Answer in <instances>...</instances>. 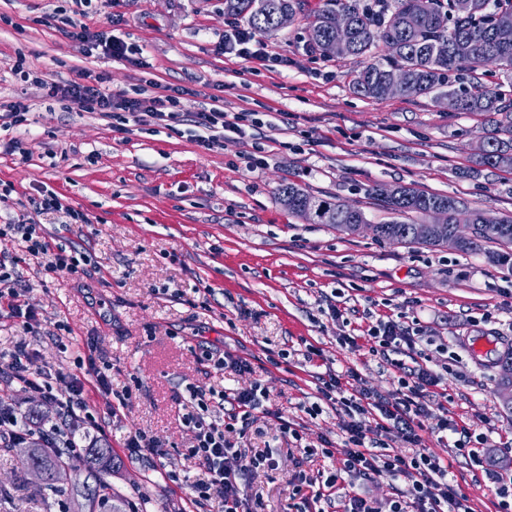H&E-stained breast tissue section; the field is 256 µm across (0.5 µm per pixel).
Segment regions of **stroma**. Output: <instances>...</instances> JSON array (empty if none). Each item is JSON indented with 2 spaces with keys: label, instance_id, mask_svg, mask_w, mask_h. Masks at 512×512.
Instances as JSON below:
<instances>
[{
  "label": "stroma",
  "instance_id": "stroma-1",
  "mask_svg": "<svg viewBox=\"0 0 512 512\" xmlns=\"http://www.w3.org/2000/svg\"><path fill=\"white\" fill-rule=\"evenodd\" d=\"M325 0H302V13L265 36L287 67L263 68L224 53L219 42L224 0H0V100L24 93L26 125L0 133L20 152H0V217L32 212L44 187L86 214L83 224L44 214L39 222L53 242L87 249V275L50 272L45 262L0 240V260L13 268L37 313L23 328L0 312V358L18 345L32 365L69 378L86 370L59 339L94 338L111 365L113 390L139 381L132 404L111 417V396L90 392L91 408L110 422L99 445L120 464L108 480L143 512H216L214 502H189L165 472L202 473L186 456L193 438L176 402L186 385L222 391L261 383L269 416L241 440L254 452L277 449L279 466L259 471L247 488L263 496L268 512H296L288 481L340 467L339 457L302 458L297 440L340 441V418L323 395L330 373L351 367L364 386L382 395L397 388L398 371L382 354L341 346L340 336L389 316L419 325L412 353L443 369L439 394L422 419L424 444L448 461L473 512H497V497L481 467L512 475V411L501 396L500 351L476 364L469 336L512 339V273L484 255L445 247L404 245L366 231L347 235L288 213L278 187L294 183L312 195L361 208L376 224L389 215L367 198L374 185L412 184L453 195L494 215L512 213V169L494 173L477 163L495 125L487 115L458 112L430 96L367 98L352 90L362 62L322 58L307 48V17ZM91 31H112L126 55H87L68 33L73 21ZM52 82L107 74L111 89L145 80L158 89H182L185 113L218 105L257 113L261 126L247 140L225 141L209 152L192 141L188 126L113 131L111 120L68 108L23 87L12 66ZM314 146H307L308 136ZM264 162L249 167L247 157ZM345 309L344 320L329 306ZM313 359H305L307 348ZM229 351L252 372L213 367L208 356ZM294 423L299 438L283 435L275 413ZM485 433L480 461L444 445L433 428L441 418ZM138 427L164 445L163 472L149 458L129 457L126 429ZM0 486L10 492L0 512H109L87 506L70 482L48 490L33 481L15 448L0 449Z\"/></svg>",
  "mask_w": 512,
  "mask_h": 512
}]
</instances>
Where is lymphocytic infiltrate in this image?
I'll return each mask as SVG.
<instances>
[{
	"mask_svg": "<svg viewBox=\"0 0 512 512\" xmlns=\"http://www.w3.org/2000/svg\"><path fill=\"white\" fill-rule=\"evenodd\" d=\"M225 53L264 66H274L281 58L272 54L267 44L256 34L229 22L220 43ZM105 75H85L83 81L58 84L33 77L32 83L45 90L47 97L66 101L79 110L97 112L110 118L115 131L125 132L129 125H179L184 120L179 112V100L170 94H160L137 85L132 90L108 91ZM194 141L204 150L221 148L226 139H243L258 120L250 112H227L214 106L194 113ZM60 213L72 224L86 223V216L75 210L52 189L44 190L34 204L33 215L12 217L0 224V238L17 241L23 251L34 258L44 259L48 269L68 276L83 273L88 258L74 247L52 244L41 228L38 217ZM0 301L6 302L8 315L23 326H32L37 314L26 300L12 270L0 263ZM368 343L370 352L402 354L414 350L416 338L410 327L395 320H377L369 326L365 339L354 335L341 337L340 343L356 350ZM94 378L95 389L114 395L119 407L131 403L134 391L124 387L113 392L109 376L110 364L104 361L95 342L84 345L78 359ZM400 372L395 397L386 398L358 386L356 369L331 374L325 384L341 418L340 429L345 436L343 447L326 437L305 445L304 455L321 453L331 458L341 455L339 469L318 473L309 478L298 473L292 488L293 495L303 500L304 512H326L334 501H341L343 512H473L467 495L459 492L448 479V466L443 458L425 448L417 431L418 420L427 413L426 399L433 387L439 386L442 375L426 365L406 366L397 362ZM0 381L9 385L30 388L56 407L58 420L49 425L33 427L22 424L8 407L0 405V445L12 448L32 438L42 439L47 447L57 449L72 463L84 460L87 446L103 431L85 396L84 383L71 380L53 383L51 377L32 367V355L26 346H18L10 359L0 365ZM189 396L181 400L182 421L193 433L187 449L188 456L204 471L205 478L192 481L180 478L179 483L189 490L193 499L217 500L219 512H266L261 498L250 499L245 494L247 482L261 469L275 466L272 454H250L248 449L233 442V435H245L263 410L267 394L261 384L245 390L218 392L220 409H213L211 398L200 387L188 389ZM398 442L403 453L390 452V443ZM389 476L403 479L404 490L385 502L373 500L354 486L355 481L372 482ZM352 485L351 493L337 497L344 485Z\"/></svg>",
	"mask_w": 512,
	"mask_h": 512,
	"instance_id": "lymphocytic-infiltrate-1",
	"label": "lymphocytic infiltrate"
}]
</instances>
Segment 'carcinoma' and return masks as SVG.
I'll use <instances>...</instances> for the list:
<instances>
[{
    "mask_svg": "<svg viewBox=\"0 0 512 512\" xmlns=\"http://www.w3.org/2000/svg\"><path fill=\"white\" fill-rule=\"evenodd\" d=\"M465 0H375L367 6L360 0H326L309 22L307 37L309 49L327 55L326 42L333 35L332 20L344 11L352 18V44L347 57L363 59V66L352 81L353 91L370 98H381L382 84L393 70L407 69L412 80L394 94L405 97L448 95V105L459 112H493L499 116L497 133L484 145L478 164L500 169L496 158L512 153V103L496 89L475 85L471 89L454 88L462 75L470 74L494 63L505 73H512V39L504 41L498 35L504 25L512 27V0H471L469 9ZM301 0H224V12L247 20L259 32L277 30L276 16L287 10L297 14ZM391 196L383 189L373 188L369 196L377 199L390 214L389 220L377 224L375 237L404 244H427L416 237L413 230L429 218V209L442 207L452 210L458 199L429 193L412 186L398 184ZM278 203L293 214L301 207L313 205L318 210L319 224H331L341 230L344 224H365L364 212L345 203L320 199L294 183L278 189ZM473 223L494 224V233L477 232L475 238L461 248V252H484L495 265L512 271V216L494 217L484 211L471 210ZM95 487L88 492L90 500L110 490L106 475L116 461L108 448L93 450ZM25 468H42L48 489L56 488L54 475L65 467L79 482L83 470L75 464H64L45 446L37 443L29 448L22 460Z\"/></svg>",
    "mask_w": 512,
    "mask_h": 512,
    "instance_id": "carcinoma-1",
    "label": "carcinoma"
}]
</instances>
